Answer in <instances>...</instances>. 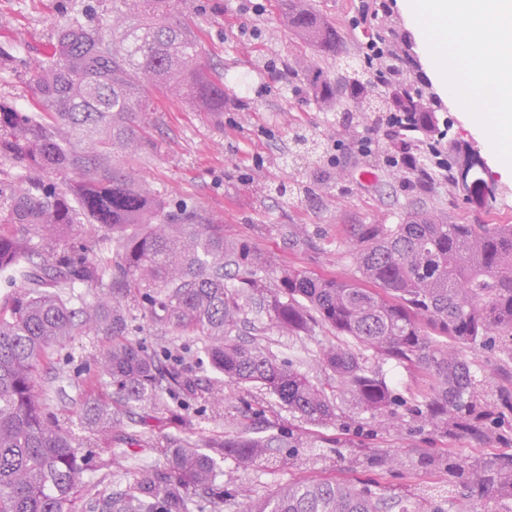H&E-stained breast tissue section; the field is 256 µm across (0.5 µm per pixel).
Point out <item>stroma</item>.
<instances>
[{
  "label": "stroma",
  "instance_id": "stroma-1",
  "mask_svg": "<svg viewBox=\"0 0 512 512\" xmlns=\"http://www.w3.org/2000/svg\"><path fill=\"white\" fill-rule=\"evenodd\" d=\"M87 0H0V45L17 47L22 57L36 58L54 41L57 27L81 15ZM385 26L404 37L412 59L407 70L432 99L440 119L448 123L445 148L468 146L478 151L491 172L497 173L495 193L482 203L466 202L449 193L447 185L431 191L395 179L386 163L388 139L384 129L355 133L326 121L325 109L297 92L305 75L319 69L336 78L335 61L321 57L302 43L282 18L281 0H180L182 19L197 37L203 53L224 74L228 95L220 113L203 112L183 98L156 93L149 134L156 145L148 152L120 154L144 185L172 199L186 198L223 224L229 236L249 241L276 268H296L317 275L354 276L347 256L349 227L353 224H394L399 213L423 201L447 213L452 224H512V178L499 176V167L468 116L446 95L430 74L420 35L399 0H383ZM313 10L327 19L344 42L341 54L355 60L364 42L365 26L357 16L361 0H310ZM304 133L320 145L318 152H299L294 137ZM372 135L370 152L358 150V137ZM305 225L311 241L293 245L291 225ZM257 339L281 360H292L310 370L320 347L331 340L318 328L308 336L291 337L268 325L265 315L249 312ZM91 350L89 337L79 336L54 354L67 362L68 375L48 373L43 383L52 407L68 405L82 393L76 371L85 369ZM467 358L481 369L482 390L490 404L512 393V360L502 350L481 348ZM406 405L423 401L431 380L420 370L392 361L379 365ZM223 417L193 413L191 421L165 417L147 430L127 421L125 430L138 439V458L155 461V441L164 435L204 439L231 431L233 419L253 408L252 425L261 435L291 433L318 441L322 458L303 467H289V451L275 449L277 463L243 472L232 460L224 462L226 484L263 497L291 480L336 479L356 485L371 484L389 493L403 494L404 512H468L464 500L413 497L416 489L439 488L448 482V462L512 455V440L499 430L483 441L449 437L414 422L397 408L401 430H377L369 414L345 408L329 426H315L293 416L275 396L225 387ZM341 449L326 446V439Z\"/></svg>",
  "mask_w": 512,
  "mask_h": 512
}]
</instances>
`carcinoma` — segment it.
Wrapping results in <instances>:
<instances>
[{
    "label": "carcinoma",
    "instance_id": "1",
    "mask_svg": "<svg viewBox=\"0 0 512 512\" xmlns=\"http://www.w3.org/2000/svg\"><path fill=\"white\" fill-rule=\"evenodd\" d=\"M298 38L340 60L336 27L308 0H284ZM104 28L100 0L67 20L44 58L28 64L0 45V69L25 68L44 113L24 112L0 97V160L21 172L0 179V276L20 290L0 298V512H72L77 495L88 512H224L236 492L224 489V460L249 471L269 462L284 440L254 436L245 421L233 437L202 444L190 436L156 442L160 460L125 467L134 439L121 429L136 408L142 423L189 401L220 406L224 385L274 395L288 412L327 426L343 402L390 419L399 400L374 359L416 365L430 395L408 408L411 419L481 440L489 410L465 348L512 342V224H450L423 204L397 224H355L350 279L295 268L270 274L268 258L224 233L189 199L169 200L144 187L114 151L153 147L146 116L165 88L206 112L224 111V81L181 20L179 0H125ZM396 45L369 35L359 63L340 78L315 71L305 93L336 104L333 123L351 126L353 111L389 128L396 165L408 182L438 176L457 189L454 156L442 158L437 112L425 92L402 81L373 93L374 68ZM107 230L99 238L97 229ZM96 288L91 299L77 292ZM290 336L315 327L334 332L322 348L320 382L293 362L275 359L240 336L246 308ZM202 340L198 357L214 377L202 384L171 364L162 344L141 339L144 325ZM74 336H108L94 349L89 390L60 412L39 385L56 348ZM116 467L112 480L87 484L92 463ZM458 487L477 499L499 494L512 512V459L448 465ZM395 495L332 480L290 481L245 512H391Z\"/></svg>",
    "mask_w": 512,
    "mask_h": 512
}]
</instances>
